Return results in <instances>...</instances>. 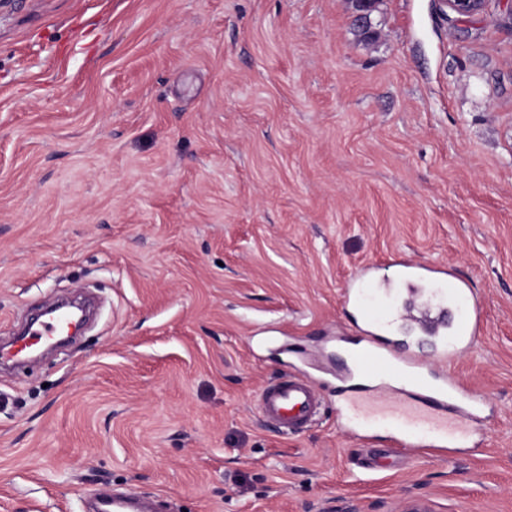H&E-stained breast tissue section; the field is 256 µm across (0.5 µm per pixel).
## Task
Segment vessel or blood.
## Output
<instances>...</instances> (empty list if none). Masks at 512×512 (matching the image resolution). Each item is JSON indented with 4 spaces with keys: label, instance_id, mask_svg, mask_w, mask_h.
Masks as SVG:
<instances>
[{
    "label": "vessel or blood",
    "instance_id": "b4317fda",
    "mask_svg": "<svg viewBox=\"0 0 512 512\" xmlns=\"http://www.w3.org/2000/svg\"><path fill=\"white\" fill-rule=\"evenodd\" d=\"M428 266L402 262L401 282L412 296L420 298L417 307L405 309L402 318L411 326L434 335L443 352L466 349L484 328L480 309L471 301V290L464 280L449 277L443 296L455 303L462 314L453 335L443 332V324L432 316L430 303L424 302L423 282L429 277ZM379 281L371 268H361L350 288L343 292L345 303L359 308L368 326L367 344L351 367L336 371L337 411L346 412V431L359 432L367 427L383 426L397 436L400 448L412 450L425 446L452 448L466 441L448 430L451 423H469L481 408L480 396L461 385L454 377L427 372L414 357L401 361L391 358V346L383 335L389 325L390 309L374 305L373 288ZM324 383L306 374H291L266 383L258 395V409L263 421L271 422L284 433H299L320 414ZM386 392L400 393L391 405L378 404ZM103 512H148V504L134 496H102Z\"/></svg>",
    "mask_w": 512,
    "mask_h": 512
}]
</instances>
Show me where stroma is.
Returning a JSON list of instances; mask_svg holds the SVG:
<instances>
[{
    "label": "stroma",
    "mask_w": 512,
    "mask_h": 512,
    "mask_svg": "<svg viewBox=\"0 0 512 512\" xmlns=\"http://www.w3.org/2000/svg\"><path fill=\"white\" fill-rule=\"evenodd\" d=\"M437 0H0V339L90 294L74 341L0 371V512L132 491L175 512H512V21ZM453 268L487 327L448 370L482 443L289 437L271 378L338 362L365 265Z\"/></svg>",
    "instance_id": "1"
}]
</instances>
